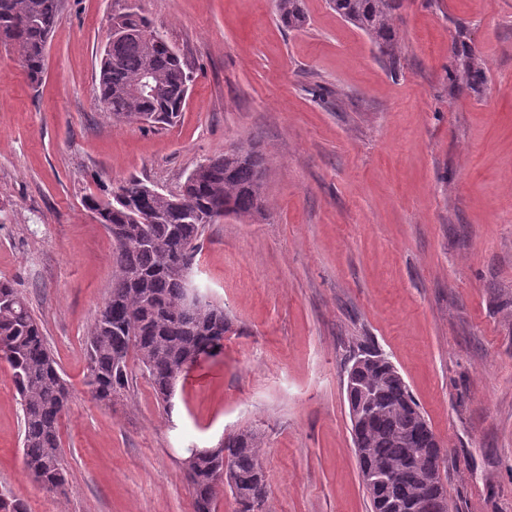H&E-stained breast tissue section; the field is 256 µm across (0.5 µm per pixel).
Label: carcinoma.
<instances>
[{"instance_id":"carcinoma-1","label":"carcinoma","mask_w":512,"mask_h":512,"mask_svg":"<svg viewBox=\"0 0 512 512\" xmlns=\"http://www.w3.org/2000/svg\"><path fill=\"white\" fill-rule=\"evenodd\" d=\"M400 5L401 0H330L343 21L369 36L392 60L401 48L395 28ZM275 8L285 27L305 24L301 0H275ZM61 14L62 0H0V33L33 83L42 76L47 43ZM453 54V83L484 80L481 59L465 41H455ZM189 73L164 32L135 7L112 17L99 63V100L114 120H138L148 114L153 124H172L185 103ZM146 75L152 94L140 96L135 88ZM264 176L263 155L241 144L196 165L177 195L157 189L149 193L148 184L130 177L106 198H85V207L107 228L114 245L112 288L86 337L87 375L96 380L88 386L99 403L108 405L126 392L132 356L148 373L158 398L169 403L171 382L208 342L224 338V308L204 294L196 304H187L191 276L177 266H194L204 217L212 207L228 206L226 217L263 215ZM0 345L8 348L4 361L23 410L25 470L40 488L59 493L66 484L60 430L70 388L25 298L6 280L0 281ZM361 357L358 368L348 372L346 394L351 405L365 392L372 393L352 433L373 512H417L424 482L435 484L433 495H443V449L436 447L433 430L394 364L368 348ZM262 464L253 434L229 438L222 453L195 457L192 473L185 476L195 512H215L218 489L212 475L219 469L224 470L237 512H266L268 486ZM0 512L27 509L23 499L1 491Z\"/></svg>"}]
</instances>
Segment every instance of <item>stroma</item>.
<instances>
[{"mask_svg":"<svg viewBox=\"0 0 512 512\" xmlns=\"http://www.w3.org/2000/svg\"><path fill=\"white\" fill-rule=\"evenodd\" d=\"M194 73L173 126L117 122L97 53L128 3ZM297 30L274 0H63L31 84L0 47V280L25 296L71 387L64 493L26 475L0 362V490L28 512H194L189 448L258 433L271 512H371L347 372L385 354L447 450L449 512H512V0H402L396 60L328 0ZM464 32L486 79L451 88ZM241 143L267 160L263 218L206 225L193 283L224 308L223 352L170 407L130 362L110 406L85 338L112 286V240L85 208L123 180L179 191Z\"/></svg>","mask_w":512,"mask_h":512,"instance_id":"35a3bbf8","label":"stroma"}]
</instances>
